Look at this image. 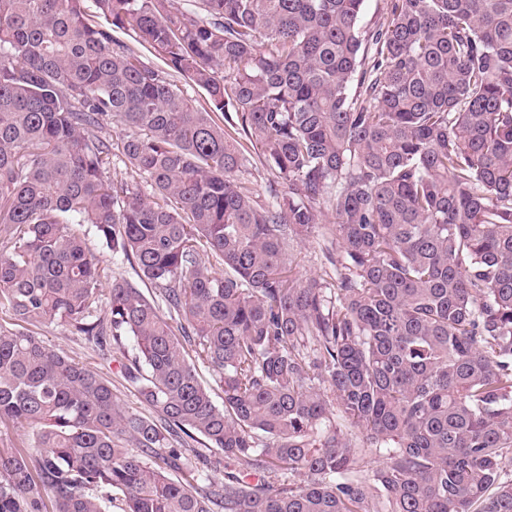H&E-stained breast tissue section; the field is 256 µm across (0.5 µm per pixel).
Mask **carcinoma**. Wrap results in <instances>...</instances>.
Here are the masks:
<instances>
[{
    "label": "carcinoma",
    "mask_w": 512,
    "mask_h": 512,
    "mask_svg": "<svg viewBox=\"0 0 512 512\" xmlns=\"http://www.w3.org/2000/svg\"><path fill=\"white\" fill-rule=\"evenodd\" d=\"M194 2L0 0V512H512V0ZM243 143L248 151V153H246L248 162L243 176L250 180L255 193L261 199L269 198L271 189L277 187V183L275 182L277 179L269 170L263 158L256 154L249 144L245 141H243ZM81 229L83 232L86 231V240L91 253L100 261L102 266L109 270L111 275L112 272L120 273L128 279L135 281L147 296L152 294L153 288L151 285L141 283L128 262L125 261L124 263L117 264L112 260V253L107 250L93 232L89 231L87 226H84ZM311 237L301 244L294 243L290 251L295 260L294 266L300 277L322 275L328 264L323 252L324 244L321 236ZM40 337L46 345L56 352L74 358L77 361L89 364L111 381L121 402L130 410L149 416V409L140 404L133 391L126 388V384L117 373V362L114 358L118 354L112 350H100L94 344L88 342L85 336H76L70 333L67 326L61 323H53L43 326L39 331Z\"/></svg>",
    "instance_id": "1"
}]
</instances>
